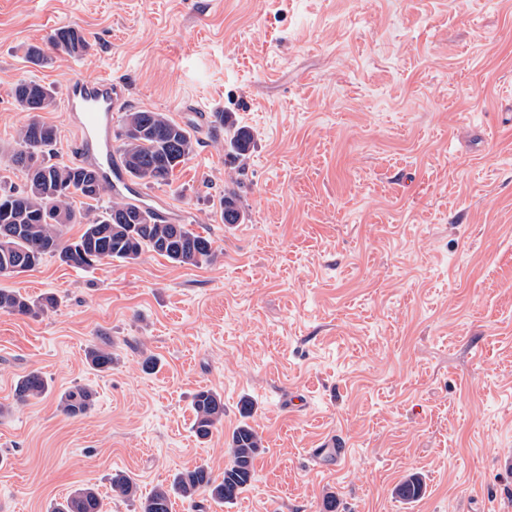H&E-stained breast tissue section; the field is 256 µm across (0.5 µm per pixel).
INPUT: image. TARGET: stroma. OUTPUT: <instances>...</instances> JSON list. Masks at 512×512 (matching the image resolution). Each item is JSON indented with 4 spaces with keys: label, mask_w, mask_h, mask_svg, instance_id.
Segmentation results:
<instances>
[{
    "label": "stroma",
    "mask_w": 512,
    "mask_h": 512,
    "mask_svg": "<svg viewBox=\"0 0 512 512\" xmlns=\"http://www.w3.org/2000/svg\"><path fill=\"white\" fill-rule=\"evenodd\" d=\"M70 25L84 56L50 42ZM74 76L111 77L128 108L195 127L193 157L146 191L219 258H50L0 277L58 299L0 312L5 512H48L83 485L102 512H138L112 489L118 471L143 495L202 463L223 476L245 397L264 445L252 484L172 512H322L329 495L336 512H512V0H0V175L15 186L29 115L13 87L54 89L40 118L68 163ZM211 112L252 132L248 155L211 132ZM228 189L244 223L220 219ZM93 341L111 342L109 370L87 364ZM34 369L51 394L15 404ZM75 386L96 398L71 419L58 397ZM203 387L224 399L204 441ZM341 433L336 470L321 444ZM411 474L426 492L408 503L393 489ZM193 410L194 431L200 439L208 438L224 420V400L210 388H201L194 394Z\"/></svg>",
    "instance_id": "35a3bbf8"
}]
</instances>
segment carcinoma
<instances>
[{"label": "carcinoma", "instance_id": "obj_1", "mask_svg": "<svg viewBox=\"0 0 512 512\" xmlns=\"http://www.w3.org/2000/svg\"><path fill=\"white\" fill-rule=\"evenodd\" d=\"M54 45L70 55H81L89 49L82 29L64 26L52 35ZM17 105L31 118L17 133L16 148L11 155L12 168L23 175L24 186L16 189L0 177V276H11L36 269L47 258H56L74 268L92 267L104 260L135 261L145 252H154L177 264L198 265L214 261L212 241L187 224L161 221L154 211L135 207L113 199L104 208H74L75 199L100 203L108 186L95 171L63 162L50 163L46 156L53 151L57 133L53 126L36 118L55 104V92L36 81H21L13 89ZM211 128L232 132L229 145L242 156L249 152L253 134L245 127L234 125L228 112H212L208 116ZM198 140L193 131L164 112L138 109L124 113L116 153L128 175L144 184H171L175 170L194 154ZM220 218L226 224H238L244 214L235 192L228 191L220 201ZM67 224H82L84 231L73 242L63 239L62 228ZM53 296L32 299L19 292L0 289V311L36 316L53 308ZM87 363L103 372L112 367V350L91 344L85 351ZM50 386L38 371L20 377L14 386V399L24 404L41 399ZM93 405V392L74 386L59 397V408L68 418H81ZM255 409L254 403L240 401V424L228 441L230 460L221 478L213 477L205 464L177 473L172 482L158 485L146 497L140 498L139 512H171V497L195 501L206 494L213 501L224 503L237 498L252 482L253 462L263 448L261 435L247 423ZM194 431L206 439L224 420V400L210 388H201L193 398ZM113 490L133 499L138 486L132 477L115 473L111 477ZM424 484L411 475L396 488L400 499L413 502L421 498ZM97 492L90 488L73 491L52 512H100Z\"/></svg>", "mask_w": 512, "mask_h": 512}]
</instances>
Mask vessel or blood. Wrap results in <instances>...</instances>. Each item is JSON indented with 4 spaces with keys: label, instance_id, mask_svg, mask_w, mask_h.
<instances>
[{
    "label": "vessel or blood",
    "instance_id": "vessel-or-blood-1",
    "mask_svg": "<svg viewBox=\"0 0 512 512\" xmlns=\"http://www.w3.org/2000/svg\"><path fill=\"white\" fill-rule=\"evenodd\" d=\"M64 99L68 121L80 136V159L93 166L116 195L144 204L143 190L116 160L115 114L124 100L121 86L107 77H75L67 81Z\"/></svg>",
    "mask_w": 512,
    "mask_h": 512
}]
</instances>
